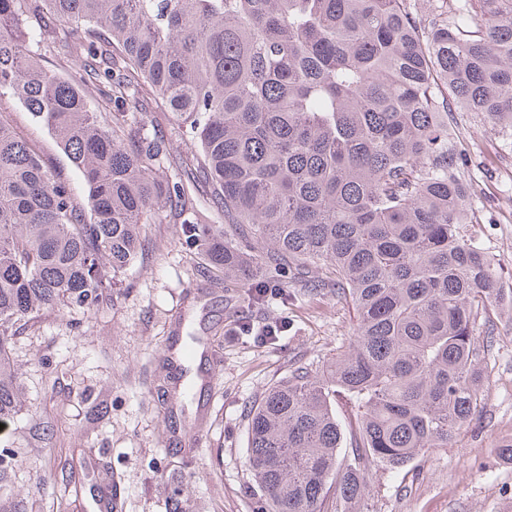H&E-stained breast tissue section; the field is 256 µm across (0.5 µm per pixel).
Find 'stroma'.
<instances>
[{"instance_id":"stroma-1","label":"stroma","mask_w":512,"mask_h":512,"mask_svg":"<svg viewBox=\"0 0 512 512\" xmlns=\"http://www.w3.org/2000/svg\"><path fill=\"white\" fill-rule=\"evenodd\" d=\"M0 112L83 194L47 127L8 94ZM144 121L170 154L156 176L182 178L210 222L221 223L170 114L154 108ZM452 122L471 155L475 221L463 232L512 288V136L490 132L473 112H453ZM202 264L174 219H151L140 258L98 306L45 311L13 337L22 408L0 428V462L21 465L0 483L1 501L52 512L69 479L64 461L79 468L92 458L115 512H253L248 407L292 366L324 370L350 343L356 315L332 288L305 296L290 287L247 305L252 281L225 287L223 273L200 277ZM489 313L496 329L482 354V411L408 471L376 470L362 512H512V458L500 452L512 443V315ZM242 317L256 331L288 329L263 342L237 331Z\"/></svg>"}]
</instances>
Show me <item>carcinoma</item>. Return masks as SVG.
Returning <instances> with one entry per match:
<instances>
[{
    "mask_svg": "<svg viewBox=\"0 0 512 512\" xmlns=\"http://www.w3.org/2000/svg\"><path fill=\"white\" fill-rule=\"evenodd\" d=\"M0 0V96L80 172L79 198L0 114V423L8 359L34 313L91 306L165 212L208 267L262 286L334 288L350 346L298 366L248 411L254 512H361L370 471L446 447L480 406L476 326L512 305L462 234L471 186L451 106L512 131V0ZM83 62L78 84L44 65ZM163 106L224 218L210 224L143 123ZM350 410V432L336 400ZM349 448L342 449L344 436Z\"/></svg>",
    "mask_w": 512,
    "mask_h": 512,
    "instance_id": "1",
    "label": "carcinoma"
}]
</instances>
